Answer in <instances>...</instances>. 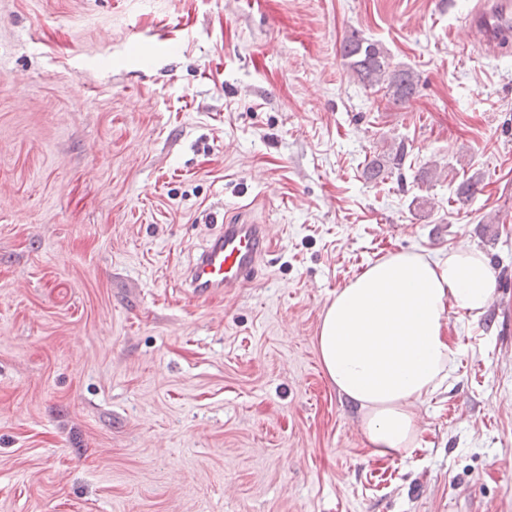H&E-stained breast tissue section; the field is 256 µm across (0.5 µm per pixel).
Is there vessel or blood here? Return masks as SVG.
I'll return each instance as SVG.
<instances>
[{
    "label": "vessel or blood",
    "instance_id": "obj_1",
    "mask_svg": "<svg viewBox=\"0 0 512 512\" xmlns=\"http://www.w3.org/2000/svg\"><path fill=\"white\" fill-rule=\"evenodd\" d=\"M465 28L471 44L488 56L512 49V0H477ZM268 224L225 225L186 269L184 282L192 296L232 293L253 281L270 253Z\"/></svg>",
    "mask_w": 512,
    "mask_h": 512
}]
</instances>
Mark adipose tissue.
Instances as JSON below:
<instances>
[{
    "label": "adipose tissue",
    "instance_id": "ef3b65f1",
    "mask_svg": "<svg viewBox=\"0 0 512 512\" xmlns=\"http://www.w3.org/2000/svg\"><path fill=\"white\" fill-rule=\"evenodd\" d=\"M492 299L487 260L465 242L435 260L414 251L378 259L336 291L321 315L319 357L356 407L372 456L402 458L417 447V406L445 383L458 354L448 310L476 318Z\"/></svg>",
    "mask_w": 512,
    "mask_h": 512
}]
</instances>
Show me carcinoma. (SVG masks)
<instances>
[{
    "label": "carcinoma",
    "mask_w": 512,
    "mask_h": 512,
    "mask_svg": "<svg viewBox=\"0 0 512 512\" xmlns=\"http://www.w3.org/2000/svg\"><path fill=\"white\" fill-rule=\"evenodd\" d=\"M340 54L346 73L353 82L365 90L384 92V97L395 103L410 100L416 92L418 76L406 66L390 62L386 50L377 42L354 31L341 44ZM406 158L405 148L400 146L387 160L375 158L366 165V177L383 182L400 169Z\"/></svg>",
    "instance_id": "cac0c4a2"
}]
</instances>
